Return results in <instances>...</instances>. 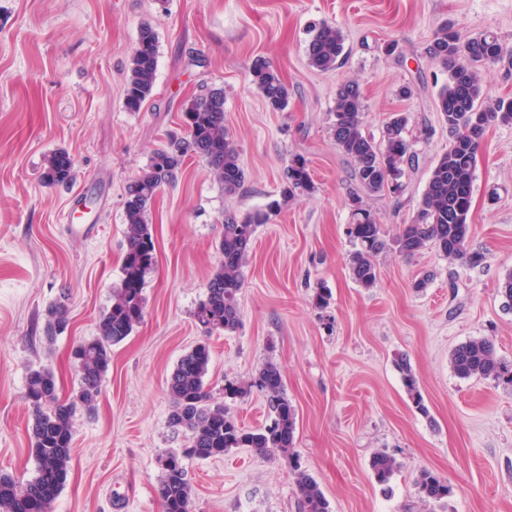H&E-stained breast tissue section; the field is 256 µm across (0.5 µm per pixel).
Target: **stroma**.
Instances as JSON below:
<instances>
[{
    "label": "stroma",
    "instance_id": "35a3bbf8",
    "mask_svg": "<svg viewBox=\"0 0 512 512\" xmlns=\"http://www.w3.org/2000/svg\"><path fill=\"white\" fill-rule=\"evenodd\" d=\"M336 24L346 57L337 69L310 66L314 26ZM461 37L495 33L512 48V0H0V472L21 483L36 473L31 369L53 371L59 397L79 384L72 351L94 338L112 303L124 253V187L168 135L182 131V107L213 86L224 90V128L246 180L225 197L202 160L187 159L148 211L157 265L144 289V317L112 348L94 412L72 417L67 482L51 512H163L158 459L185 448L168 423L167 380L202 337L193 319L222 257L224 214L271 208L243 269L241 323L210 339L206 382L216 400L226 381L251 383L276 364L297 413L300 463L330 512H512V386L462 380L448 357L459 344L491 339L512 363V307L499 287L512 273V124L486 132L475 171L468 246L471 267L434 246L377 259V284L349 271V198L359 187L353 161L331 131L337 86L357 80L365 129L381 137L388 117L408 113L418 155L396 195L365 197L387 236L415 214L430 169L448 147L434 101L446 67L426 54L441 23ZM159 38L151 97L123 105L127 67L143 26ZM265 58L291 91L269 111L251 81ZM412 95L399 97L403 86ZM66 150L76 177L43 183L44 159ZM309 162L315 192L281 199L292 154ZM91 201L93 238L63 222L72 195ZM431 279L415 283L422 273ZM327 289L330 304L314 296ZM70 321L44 338L45 313L61 291ZM406 357L428 406L415 409L396 365ZM400 464L388 487L375 481V451ZM194 512H296L286 461L237 448L188 461ZM443 476L453 494L421 501V469Z\"/></svg>",
    "mask_w": 512,
    "mask_h": 512
}]
</instances>
